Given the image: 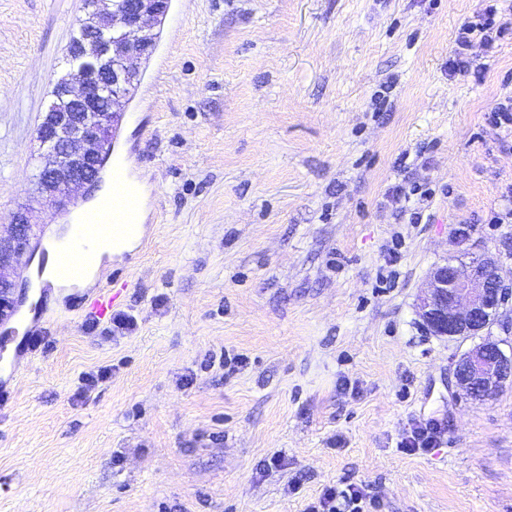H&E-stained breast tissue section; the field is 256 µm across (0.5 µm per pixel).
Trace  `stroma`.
<instances>
[{"mask_svg": "<svg viewBox=\"0 0 512 512\" xmlns=\"http://www.w3.org/2000/svg\"><path fill=\"white\" fill-rule=\"evenodd\" d=\"M485 0H172L114 154L147 245L0 366V512H307L364 486L376 512H512V384L451 385L468 342L429 334L420 288L486 252L512 282V35L455 33ZM81 0H0V232L65 230L35 191V131ZM111 367L83 388V374ZM434 420V448L399 446ZM496 12V8L489 5L484 13L477 16L479 22L468 19L458 27L454 40L453 59L450 63L454 71H468L471 65L469 51L477 38L487 51L495 48L497 39L501 38L505 29L502 25H497Z\"/></svg>", "mask_w": 512, "mask_h": 512, "instance_id": "stroma-1", "label": "stroma"}]
</instances>
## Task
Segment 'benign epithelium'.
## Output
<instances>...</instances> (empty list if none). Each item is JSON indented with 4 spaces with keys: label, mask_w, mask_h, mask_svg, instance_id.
<instances>
[{
    "label": "benign epithelium",
    "mask_w": 512,
    "mask_h": 512,
    "mask_svg": "<svg viewBox=\"0 0 512 512\" xmlns=\"http://www.w3.org/2000/svg\"><path fill=\"white\" fill-rule=\"evenodd\" d=\"M170 0H128L124 10L112 0H91L84 10L85 36L70 45L72 68L55 80L52 101L41 116L37 139L45 148L44 173L49 182L47 204L58 209L73 193L93 184L121 121L122 100L139 77L138 64L152 55L154 26L167 15ZM109 77L112 96L96 104V85ZM28 216H13L11 231L0 235V320L15 305L16 278L29 244ZM512 290L505 287L498 260L486 253L469 263L434 266L420 292L417 313L434 336L467 340L497 325L512 332L505 305ZM508 340L484 339L458 359L453 376L457 391L483 401L512 381Z\"/></svg>",
    "instance_id": "7a95c632"
}]
</instances>
